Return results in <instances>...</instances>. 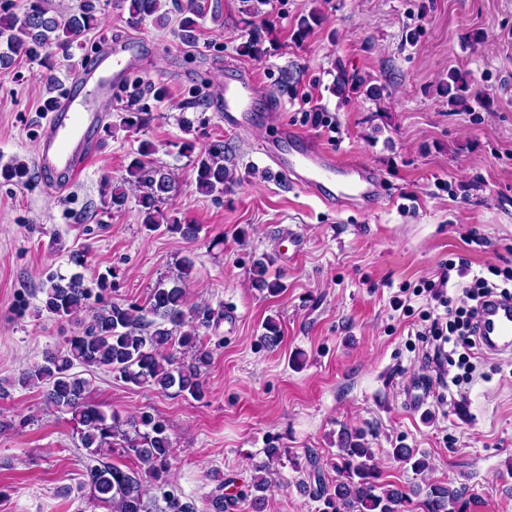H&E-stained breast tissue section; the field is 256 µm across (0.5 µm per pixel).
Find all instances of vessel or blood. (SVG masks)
Here are the masks:
<instances>
[{
  "instance_id": "1",
  "label": "vessel or blood",
  "mask_w": 512,
  "mask_h": 512,
  "mask_svg": "<svg viewBox=\"0 0 512 512\" xmlns=\"http://www.w3.org/2000/svg\"><path fill=\"white\" fill-rule=\"evenodd\" d=\"M139 65L128 45L116 43L102 54L95 68L74 75L73 90L47 115L36 147V165L49 191L64 192L87 173L98 147L93 134L112 106V89ZM224 68V89L216 109L225 128H251L256 100H265L269 109H276L266 85L248 70L231 61ZM260 152L277 175L322 202L368 206L380 200L382 178L374 167L333 154L294 128L278 127L275 138L265 142ZM478 336L488 350L512 349V298L487 299L478 319Z\"/></svg>"
}]
</instances>
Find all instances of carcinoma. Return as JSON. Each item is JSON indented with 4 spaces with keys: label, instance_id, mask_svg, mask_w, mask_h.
<instances>
[{
    "label": "carcinoma",
    "instance_id": "1",
    "mask_svg": "<svg viewBox=\"0 0 512 512\" xmlns=\"http://www.w3.org/2000/svg\"><path fill=\"white\" fill-rule=\"evenodd\" d=\"M97 0H82L79 10L67 15L52 11L46 0H25L21 15H0V69L11 67L17 58L37 59L42 51L54 45L69 50L79 38L97 23ZM160 0H130L129 23L137 25L147 18L164 27L169 17L158 14ZM179 37L186 44L197 41L199 20L206 15L202 0H186L180 8ZM47 92L42 110L51 112L57 98L52 96L56 77L52 69L41 74ZM469 82L457 70L448 73L443 91L451 100L463 97ZM142 88L134 87L131 103L117 114L118 124L106 127L114 133L117 128H143L150 122L147 112L133 105L141 98ZM181 153L195 157L196 188L205 195L224 192L229 182L224 165V145L216 143L196 149L195 141L181 143ZM154 152L151 142H141L138 157L126 169L120 184L112 187L105 205L120 210L127 204L126 186L141 191L138 212L145 230L165 229L179 234L185 241L197 242L200 226L171 224L162 211L177 193L171 174L161 168L147 167L143 158ZM0 177L25 185L36 177L35 167L20 160L0 167ZM194 268V257L189 254L178 263L177 273L157 282L151 290L147 306L112 303L93 307L99 297L88 287L79 273H53L41 285L44 295L42 307L62 323L74 324L78 330L66 337L60 348L47 350L42 359L23 371L15 384L21 387L42 386L46 401L71 415L81 426V444L87 450L86 475L93 497L111 512H145L143 501L144 477L162 480L167 473L173 453V442L168 425L160 416L143 410L130 419L118 414H106L87 400L88 381L73 369H104L114 377L135 386L151 387L166 392L172 388L179 395L200 399L205 393L201 367L206 365L209 352L198 347L200 331L210 329L224 317L205 303L187 302L186 283ZM268 266L262 259L251 267L252 287L279 293L278 280L267 278ZM262 344L275 348L281 342V329L269 319L263 325ZM193 351L192 361L177 357V349ZM119 446L139 462L136 467L122 469L105 461L104 451ZM285 449L271 446L265 449L266 461L256 466L257 475L251 486L233 498L222 493L211 499L213 512H230L240 501H250L251 512H264L267 474L270 464L281 460ZM389 454L417 473L428 469L426 456L415 448L399 444ZM307 478L299 481L303 491L320 502L319 512H472L475 496L461 483H425L423 499L415 502L411 495L395 484L381 483L374 452L365 446L362 435L343 431L339 437L336 461L332 467L336 479L325 482L318 458L308 459ZM165 512H196L194 505L171 491L162 492Z\"/></svg>",
    "mask_w": 512,
    "mask_h": 512
}]
</instances>
